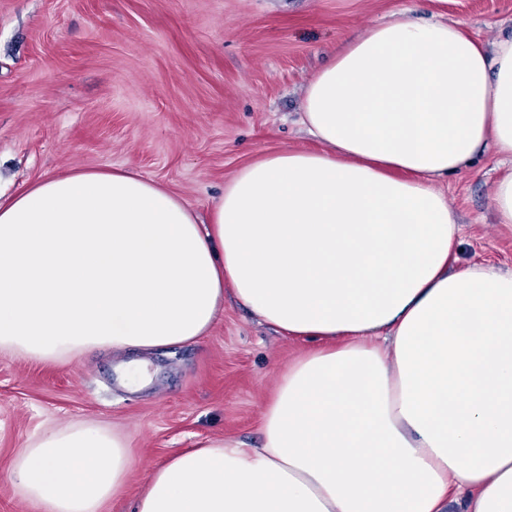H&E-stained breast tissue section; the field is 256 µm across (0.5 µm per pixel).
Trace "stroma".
Masks as SVG:
<instances>
[{
  "instance_id": "35a3bbf8",
  "label": "stroma",
  "mask_w": 512,
  "mask_h": 512,
  "mask_svg": "<svg viewBox=\"0 0 512 512\" xmlns=\"http://www.w3.org/2000/svg\"><path fill=\"white\" fill-rule=\"evenodd\" d=\"M458 21L477 40L512 32V0H0V194L50 174L133 168L199 216L238 169L309 149L304 87L339 46L404 16ZM493 153L439 184L459 257L512 271V224L494 220ZM306 348L232 297L207 336L144 353L150 380L126 389L128 352L47 362L0 353V512H36L9 481L48 428L124 433L135 460L101 512H131L151 465L202 438L261 442L274 375Z\"/></svg>"
}]
</instances>
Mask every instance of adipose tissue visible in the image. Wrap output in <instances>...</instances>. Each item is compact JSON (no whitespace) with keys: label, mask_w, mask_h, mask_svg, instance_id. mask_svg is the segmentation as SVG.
Returning a JSON list of instances; mask_svg holds the SVG:
<instances>
[{"label":"adipose tissue","mask_w":512,"mask_h":512,"mask_svg":"<svg viewBox=\"0 0 512 512\" xmlns=\"http://www.w3.org/2000/svg\"><path fill=\"white\" fill-rule=\"evenodd\" d=\"M318 147L225 183L207 223L129 170L0 199V351L64 361L205 336L233 295L311 342L277 374L257 448L206 438L155 465L132 512H512V272L456 267L439 183L512 160V34L397 18L306 84ZM126 440L45 432L9 476L40 512H100Z\"/></svg>","instance_id":"obj_1"}]
</instances>
